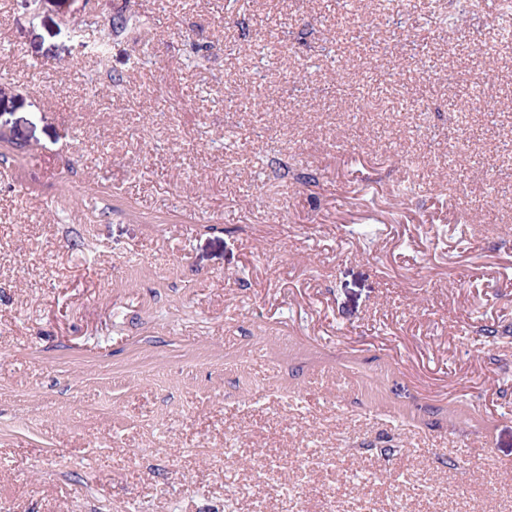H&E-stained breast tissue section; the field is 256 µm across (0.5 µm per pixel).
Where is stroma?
<instances>
[{
  "mask_svg": "<svg viewBox=\"0 0 512 512\" xmlns=\"http://www.w3.org/2000/svg\"><path fill=\"white\" fill-rule=\"evenodd\" d=\"M510 29L0 0V512H512Z\"/></svg>",
  "mask_w": 512,
  "mask_h": 512,
  "instance_id": "obj_1",
  "label": "stroma"
}]
</instances>
